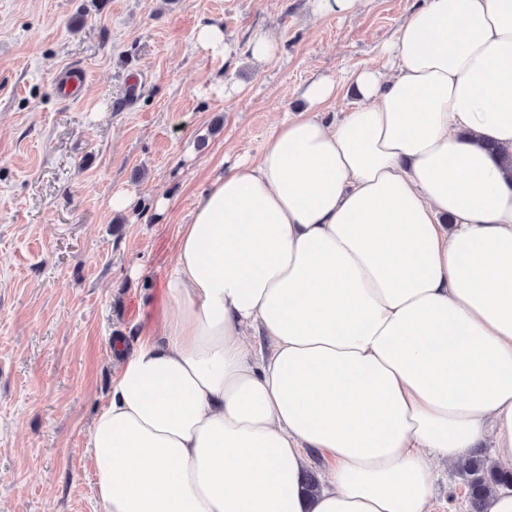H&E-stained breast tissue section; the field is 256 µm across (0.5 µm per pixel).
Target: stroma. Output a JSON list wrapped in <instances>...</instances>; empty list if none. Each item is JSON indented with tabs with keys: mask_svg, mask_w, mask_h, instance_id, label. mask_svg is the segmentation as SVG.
Listing matches in <instances>:
<instances>
[{
	"mask_svg": "<svg viewBox=\"0 0 512 512\" xmlns=\"http://www.w3.org/2000/svg\"><path fill=\"white\" fill-rule=\"evenodd\" d=\"M421 2L317 20L311 0H0V512H103L91 425L196 197L259 155L309 83L378 65ZM207 23L235 40L234 67L198 46ZM259 29L278 38L261 67ZM432 507L467 512L461 469L440 467Z\"/></svg>",
	"mask_w": 512,
	"mask_h": 512,
	"instance_id": "1",
	"label": "stroma"
}]
</instances>
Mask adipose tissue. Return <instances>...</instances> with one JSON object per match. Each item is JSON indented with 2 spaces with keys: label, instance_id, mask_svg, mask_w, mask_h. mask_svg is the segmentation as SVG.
Instances as JSON below:
<instances>
[{
  "label": "adipose tissue",
  "instance_id": "obj_1",
  "mask_svg": "<svg viewBox=\"0 0 512 512\" xmlns=\"http://www.w3.org/2000/svg\"><path fill=\"white\" fill-rule=\"evenodd\" d=\"M381 54L195 200L92 425L104 512H431L438 464L512 469V0H423ZM326 466H327V461L320 454L313 453L311 455L310 463H309V467H308L309 473H305L303 475V479H302V488L304 490V493L309 498H314L319 494V492L321 490V485H320V482H319L317 476H319V477L321 476V473L326 468ZM310 470L314 471L316 474L313 472H310Z\"/></svg>",
  "mask_w": 512,
  "mask_h": 512
}]
</instances>
